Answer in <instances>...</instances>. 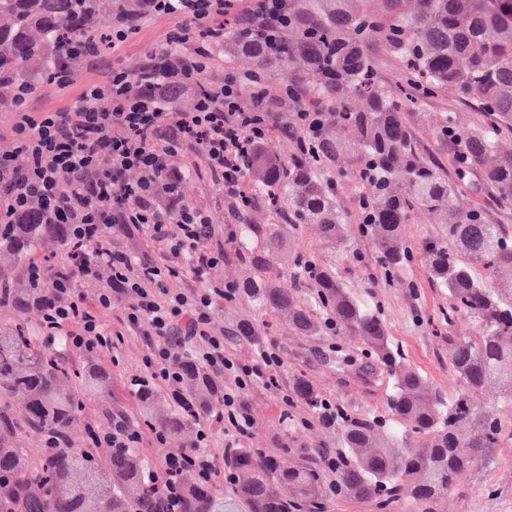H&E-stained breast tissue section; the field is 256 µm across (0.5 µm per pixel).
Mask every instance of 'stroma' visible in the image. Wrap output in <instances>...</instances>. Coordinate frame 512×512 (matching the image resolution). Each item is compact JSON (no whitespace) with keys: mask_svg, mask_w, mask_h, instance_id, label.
I'll return each instance as SVG.
<instances>
[{"mask_svg":"<svg viewBox=\"0 0 512 512\" xmlns=\"http://www.w3.org/2000/svg\"><path fill=\"white\" fill-rule=\"evenodd\" d=\"M171 15L154 14L140 25V31L120 48L101 54V61L129 71H137L165 35L176 25ZM100 71L89 62L77 65L70 76L68 88L62 89L48 81H41L33 94L30 107L38 112L63 110L70 107L81 90L98 78ZM471 123L478 121V112L464 104L451 91L418 101L404 118L412 129L419 151L434 160L445 172H452V159L436 144L431 128L444 116ZM185 177L180 184L183 200L203 205L212 223L227 224L228 205L216 179L204 167L195 146L183 148L177 158ZM291 249L307 259L335 265L345 285L360 297L380 305L384 319L395 343L404 350L409 362L423 373L429 382L444 393L455 394L458 385L448 368L447 335L474 336L479 331L475 318L459 315L452 325H444L438 317L448 299L440 289L431 287L421 262H414L404 274L394 280L386 279L375 266L374 249L370 237L360 232L359 225L350 227V245L336 252L327 248L316 231L301 226L290 238ZM67 261L66 250L53 240H44L29 256L20 258L0 255V286L13 289L28 285V265L32 262L62 265ZM266 337L267 344L276 346L283 365L275 374L273 385L258 384L245 395L254 424L247 442L268 455L282 454L291 448L304 452L314 448L332 447L333 442L316 425L308 423V412L302 403L285 407L284 394L290 393L294 376L304 375L314 390L325 398L339 402L355 411H381L386 404V386L378 379L359 373L356 365L362 346L351 336H324L321 345L338 347L350 358V366L335 372L323 369L312 359L311 340L298 336L285 319L272 317ZM145 353L140 337L129 336L113 352L104 353V360L112 367V393L101 401L88 405L85 424L72 433L75 445H84L85 425L100 430L111 427L113 414L124 412L139 417L136 392L129 385L132 374L139 370ZM476 403L500 417L509 433L494 449L488 459L479 461L461 478L448 497L437 503L435 512H512V404L503 401L495 386L484 387L475 396ZM290 415V427H282V415Z\"/></svg>","mask_w":512,"mask_h":512,"instance_id":"35a3bbf8","label":"stroma"}]
</instances>
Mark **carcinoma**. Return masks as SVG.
Listing matches in <instances>:
<instances>
[{
    "instance_id": "obj_1",
    "label": "carcinoma",
    "mask_w": 512,
    "mask_h": 512,
    "mask_svg": "<svg viewBox=\"0 0 512 512\" xmlns=\"http://www.w3.org/2000/svg\"><path fill=\"white\" fill-rule=\"evenodd\" d=\"M286 12L280 24L262 17L224 24V56L251 60L247 75L260 78L245 83L246 103L268 100L276 72L294 75L289 83L299 91L278 125L294 143L292 154L285 161L257 143L246 197L228 209L236 226L229 248L242 269L233 300L288 317L309 339L358 337L365 346L360 370L387 382V410L349 411L297 375L293 394L336 447L307 459L289 450L265 457L246 445L226 448L224 491L187 475L182 512H323L329 457L336 459L337 491L374 500L385 512L404 501L411 512H431L507 432L474 395L495 383L512 402V226L491 223L477 207H453L462 192L491 191L512 208V153L500 148L512 135V0H495L492 10L486 0H418L415 11L388 19L365 0H286ZM149 15L147 0H0V101L42 74L99 54L112 20L135 25ZM375 43L400 62L392 86L370 57ZM191 86L196 96L209 89L194 75L172 93L181 97ZM448 88L481 114L467 127L448 116L433 127L436 143L451 154V176L418 152L404 120L409 106ZM348 174L362 187L358 221L389 277L412 261L405 242L412 214L425 210L439 219L420 260L432 287L448 297L442 320L466 314L479 323L475 336L448 337V367L458 382L451 398L392 341L380 307L359 299L331 266L288 257L290 233L303 224L316 225L326 246L348 247L352 215L338 181ZM45 237L66 244L56 224H14L0 229V251L22 257ZM47 298L32 286L7 291L0 302L36 315ZM224 336L258 346L267 324L243 315ZM65 348L64 337L49 344L24 323L0 334V396L21 397L24 426L55 438L52 448H20L14 423L0 417V512H165L150 464L136 449L103 457L91 445L72 444L88 401L110 394L112 369L90 353L75 370ZM312 354L329 369L344 365L336 349ZM176 369L179 398L150 383L136 392L144 424L169 437L215 419L223 394L193 356L182 355Z\"/></svg>"
}]
</instances>
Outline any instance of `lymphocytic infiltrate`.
<instances>
[{
    "mask_svg": "<svg viewBox=\"0 0 512 512\" xmlns=\"http://www.w3.org/2000/svg\"><path fill=\"white\" fill-rule=\"evenodd\" d=\"M241 0H151L152 13L177 18L176 27L162 43L163 67L170 80L185 78L188 69H207L212 50L224 41L220 18L277 20L285 14V0H255L241 8ZM192 52V65L176 55L177 47ZM138 77L113 70L103 82L89 83L68 109L30 112L27 91L10 101L16 120V150L27 165L17 169L13 156L0 153V224H58L72 245L76 263L63 271H49L34 263L33 283L53 277L55 288L39 312L43 336L65 337L80 352H109L125 332L144 336L147 352L143 368L131 386L152 382L177 393L180 380L175 364L191 354L221 378L224 399L221 420L225 435L248 436L253 416L242 395L266 382L282 366L278 351L262 350L243 365L226 351L224 333L212 324L218 302L234 293L233 283H208L209 271L224 262V244L235 237L233 225L216 229L204 206L183 201L178 188L182 170L174 159L184 146L195 145L204 165L224 187L227 203L243 194L246 161L257 142L275 127L271 107H249L242 95L245 80L235 73L210 87L192 111L170 105L160 91L141 88ZM108 156L109 169L99 167ZM138 172L128 181V172ZM148 235L157 249L150 259L114 246L113 238ZM108 271L109 286L94 298L75 287L76 277ZM197 287L170 292L168 280L183 273ZM122 303L120 329L101 318L114 303ZM94 446L112 449L141 447L144 441L160 445L158 432H146L128 417L113 419L109 431H91ZM193 473L210 480L214 459L203 452L171 454L164 458L155 481L164 488L170 508L177 512L180 476Z\"/></svg>",
    "mask_w": 512,
    "mask_h": 512,
    "instance_id": "f902f5d3",
    "label": "lymphocytic infiltrate"
}]
</instances>
